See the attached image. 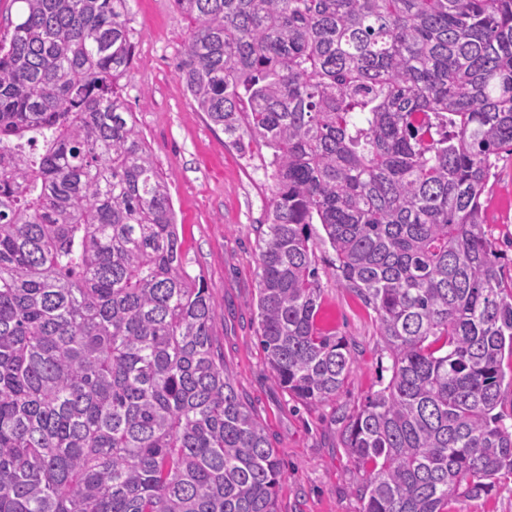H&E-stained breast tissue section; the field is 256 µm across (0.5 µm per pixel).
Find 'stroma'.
Returning a JSON list of instances; mask_svg holds the SVG:
<instances>
[{
	"label": "stroma",
	"mask_w": 512,
	"mask_h": 512,
	"mask_svg": "<svg viewBox=\"0 0 512 512\" xmlns=\"http://www.w3.org/2000/svg\"><path fill=\"white\" fill-rule=\"evenodd\" d=\"M137 59L123 92L137 125L172 185L186 269L203 276L215 301L214 335L224 367L260 421L284 468L278 512H361L366 478L341 443L345 418L391 377L375 312L332 275L334 253L315 227L320 327L347 339L354 372L334 401L302 403L271 376L258 342L256 227L270 182L260 157H247L199 112L175 66L189 23L172 0H131ZM487 229L512 277V159L498 164L486 197Z\"/></svg>",
	"instance_id": "stroma-1"
}]
</instances>
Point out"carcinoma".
Segmentation results:
<instances>
[{
    "instance_id": "carcinoma-1",
    "label": "carcinoma",
    "mask_w": 512,
    "mask_h": 512,
    "mask_svg": "<svg viewBox=\"0 0 512 512\" xmlns=\"http://www.w3.org/2000/svg\"><path fill=\"white\" fill-rule=\"evenodd\" d=\"M0 38V512H278L281 462L224 370L169 181L120 81L130 0H12ZM177 75L271 150L259 343L329 402L310 229L375 311L388 384L347 416L363 512H450L512 476V289L482 196L512 156V0H173Z\"/></svg>"
}]
</instances>
